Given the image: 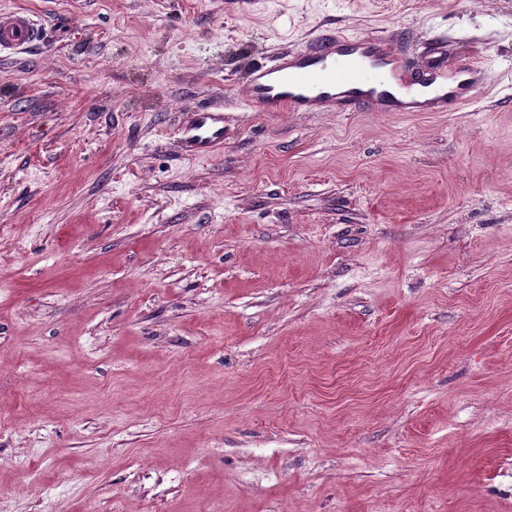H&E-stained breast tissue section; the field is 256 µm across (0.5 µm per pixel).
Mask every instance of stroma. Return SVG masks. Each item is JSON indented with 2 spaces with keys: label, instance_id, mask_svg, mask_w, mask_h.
<instances>
[{
  "label": "stroma",
  "instance_id": "stroma-1",
  "mask_svg": "<svg viewBox=\"0 0 512 512\" xmlns=\"http://www.w3.org/2000/svg\"><path fill=\"white\" fill-rule=\"evenodd\" d=\"M0 512H512V0H0ZM439 41L454 112H254ZM220 102L224 148L178 147ZM45 37V28L28 12L0 13V54L27 49ZM444 47L429 44L414 63L393 36L334 32L252 65L242 100L261 112H450L473 100L489 72L451 61Z\"/></svg>",
  "mask_w": 512,
  "mask_h": 512
}]
</instances>
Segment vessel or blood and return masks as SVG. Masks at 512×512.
<instances>
[{
	"label": "vessel or blood",
	"instance_id": "1",
	"mask_svg": "<svg viewBox=\"0 0 512 512\" xmlns=\"http://www.w3.org/2000/svg\"><path fill=\"white\" fill-rule=\"evenodd\" d=\"M45 29L25 11L0 13V54L40 44ZM480 63L450 60L443 44L424 47L412 62L393 37L334 32L302 48L276 52L251 66L243 102L264 112H450L470 103L486 83ZM182 154L204 158L223 149L224 107L206 103L184 110Z\"/></svg>",
	"mask_w": 512,
	"mask_h": 512
}]
</instances>
